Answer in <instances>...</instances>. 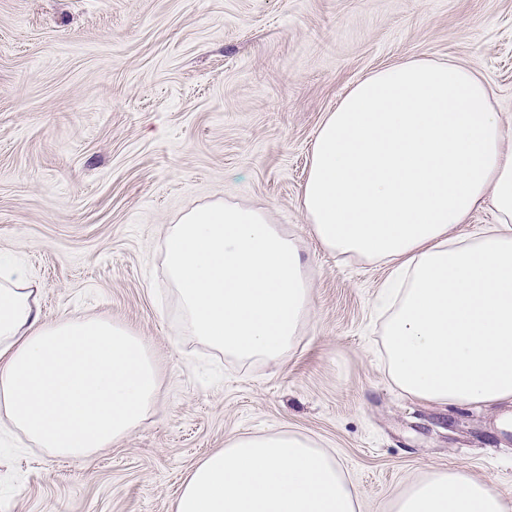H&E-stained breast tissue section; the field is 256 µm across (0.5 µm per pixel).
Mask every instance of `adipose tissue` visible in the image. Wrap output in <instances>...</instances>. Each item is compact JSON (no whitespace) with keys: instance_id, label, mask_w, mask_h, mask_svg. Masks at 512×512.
I'll return each instance as SVG.
<instances>
[{"instance_id":"ef3b65f1","label":"adipose tissue","mask_w":512,"mask_h":512,"mask_svg":"<svg viewBox=\"0 0 512 512\" xmlns=\"http://www.w3.org/2000/svg\"><path fill=\"white\" fill-rule=\"evenodd\" d=\"M477 74L411 59L366 75L321 122L303 209L322 247L392 266L383 332L403 394L440 406L512 403V122ZM494 223L465 234L479 210ZM191 336L280 362L311 306L299 247L267 212L215 201L162 238ZM21 262L0 260V422L36 447L90 457L133 433L161 385L148 343L97 316L45 320ZM174 512H359L336 457L288 430L238 435L186 474ZM392 512H512L485 480L430 468Z\"/></svg>"}]
</instances>
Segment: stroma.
<instances>
[{
    "instance_id": "obj_1",
    "label": "stroma",
    "mask_w": 512,
    "mask_h": 512,
    "mask_svg": "<svg viewBox=\"0 0 512 512\" xmlns=\"http://www.w3.org/2000/svg\"><path fill=\"white\" fill-rule=\"evenodd\" d=\"M410 58L472 70L512 118V0H0V253L27 266L47 320L124 323L162 375L147 420L93 457L0 434V512H173L199 458L280 429L334 454L359 512H391L433 466L512 496L500 409L390 384L389 267L325 250L301 209L326 113ZM218 199L300 245L312 310L281 363H238L179 325L162 230Z\"/></svg>"
}]
</instances>
